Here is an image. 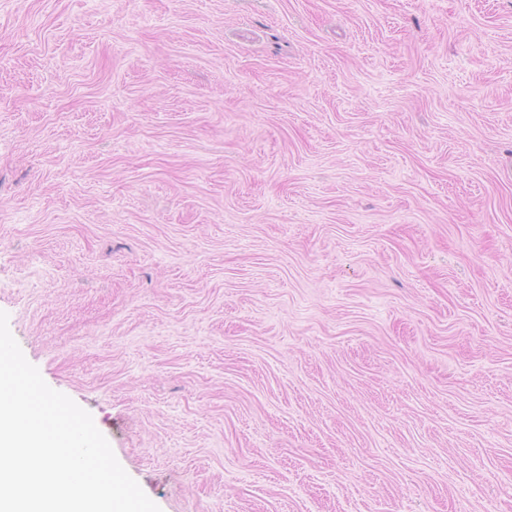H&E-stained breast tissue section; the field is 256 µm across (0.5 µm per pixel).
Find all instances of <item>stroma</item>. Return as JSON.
I'll return each mask as SVG.
<instances>
[{
	"label": "stroma",
	"mask_w": 512,
	"mask_h": 512,
	"mask_svg": "<svg viewBox=\"0 0 512 512\" xmlns=\"http://www.w3.org/2000/svg\"><path fill=\"white\" fill-rule=\"evenodd\" d=\"M0 311L161 512H512V0H0Z\"/></svg>",
	"instance_id": "35a3bbf8"
}]
</instances>
